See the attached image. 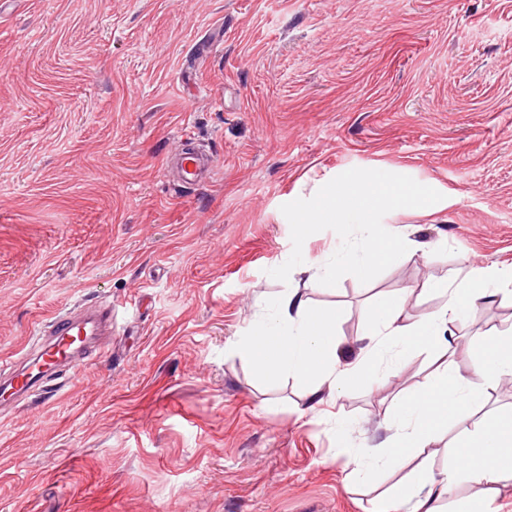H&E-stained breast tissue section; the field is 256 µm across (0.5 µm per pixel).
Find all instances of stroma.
<instances>
[{
  "label": "stroma",
  "instance_id": "35a3bbf8",
  "mask_svg": "<svg viewBox=\"0 0 512 512\" xmlns=\"http://www.w3.org/2000/svg\"><path fill=\"white\" fill-rule=\"evenodd\" d=\"M186 134L215 160L195 188L165 168ZM352 168L444 205L384 219L409 250L369 283L319 284L331 230L271 278L292 251L282 205ZM467 265L512 271V0H0V369L57 313L112 307L105 353L0 406V512H375L400 477L384 418L428 353L321 410L234 348L292 287L335 311L357 363L381 298L416 320ZM499 286L456 332L465 378L472 338L512 326ZM510 412L512 386L486 387L429 466Z\"/></svg>",
  "mask_w": 512,
  "mask_h": 512
}]
</instances>
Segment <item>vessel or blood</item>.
I'll use <instances>...</instances> for the list:
<instances>
[{"mask_svg": "<svg viewBox=\"0 0 512 512\" xmlns=\"http://www.w3.org/2000/svg\"><path fill=\"white\" fill-rule=\"evenodd\" d=\"M178 152L181 183L189 187L202 183L210 172L208 157L196 149L188 135L183 136ZM47 327L46 338L34 350L21 354L11 377L0 381L1 404L41 389L57 370L77 371L98 350L102 337L111 335L112 309L98 307L83 314L64 311L55 315Z\"/></svg>", "mask_w": 512, "mask_h": 512, "instance_id": "1", "label": "vessel or blood"}]
</instances>
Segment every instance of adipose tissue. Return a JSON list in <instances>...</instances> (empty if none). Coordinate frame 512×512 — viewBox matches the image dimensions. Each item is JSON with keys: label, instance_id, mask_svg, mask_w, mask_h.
<instances>
[{"label": "adipose tissue", "instance_id": "obj_1", "mask_svg": "<svg viewBox=\"0 0 512 512\" xmlns=\"http://www.w3.org/2000/svg\"><path fill=\"white\" fill-rule=\"evenodd\" d=\"M500 277L494 268H469L456 284H434V291L444 295L445 304L411 324L403 322L400 304L379 302L364 322L363 334L368 339L365 354L349 369L337 367L335 314L311 306L296 290H286L277 298L275 320L254 325L240 350L260 372L286 373L307 380L316 405L323 403V391L336 390L347 377L380 378L376 355L385 345L405 352L416 347L430 352L433 371L387 417L396 433L387 443L386 459L392 469L399 470L410 458L428 456L449 415L465 405H480L481 390L455 376V350L445 335L479 301L493 296V286ZM471 349L473 370L486 384L512 376V330L474 337ZM461 475L483 492L482 498L467 504L464 512H501L492 493L496 485L512 481V414L477 422L455 441L451 469L438 474L420 468L390 489L379 512H442L443 499Z\"/></svg>", "mask_w": 512, "mask_h": 512}]
</instances>
